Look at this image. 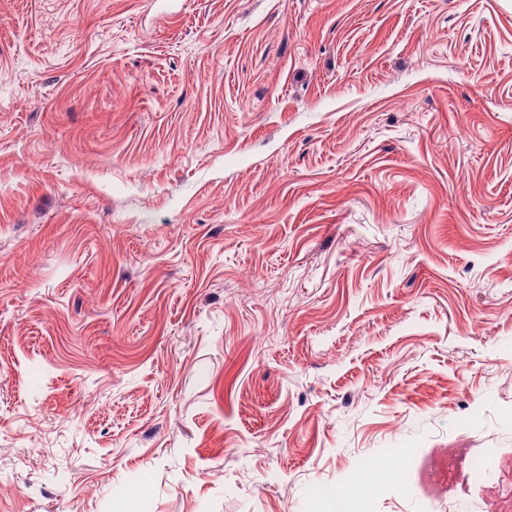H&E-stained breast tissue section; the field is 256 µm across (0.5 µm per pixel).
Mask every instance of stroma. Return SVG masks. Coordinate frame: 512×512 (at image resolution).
<instances>
[{
	"mask_svg": "<svg viewBox=\"0 0 512 512\" xmlns=\"http://www.w3.org/2000/svg\"><path fill=\"white\" fill-rule=\"evenodd\" d=\"M512 494V0H0V512ZM415 457V452L412 448H397L395 451L390 452L385 461L392 467L389 468L395 483L401 488L404 487L403 472L401 469H407L409 463Z\"/></svg>",
	"mask_w": 512,
	"mask_h": 512,
	"instance_id": "1",
	"label": "stroma"
}]
</instances>
